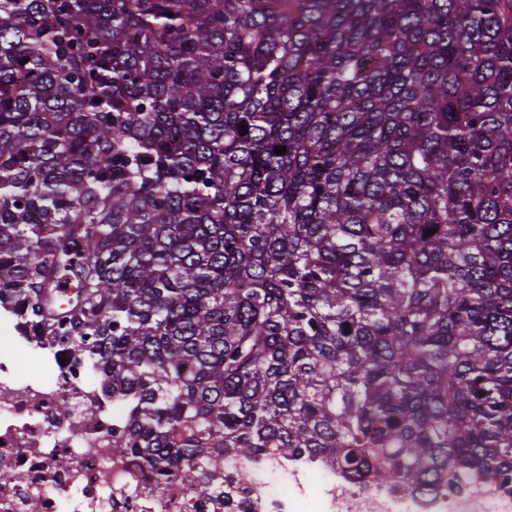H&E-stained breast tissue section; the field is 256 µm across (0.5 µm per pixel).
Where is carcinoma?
Returning a JSON list of instances; mask_svg holds the SVG:
<instances>
[{"label": "carcinoma", "instance_id": "cac0c4a2", "mask_svg": "<svg viewBox=\"0 0 512 512\" xmlns=\"http://www.w3.org/2000/svg\"><path fill=\"white\" fill-rule=\"evenodd\" d=\"M1 310L224 512L512 494V0H0ZM269 466L271 480L265 476ZM241 470L246 471L241 486L245 492L239 493L238 501L244 502L242 510L252 512H474L478 504L496 512H512V495L469 480L419 498L409 492H391L385 486L365 487L336 470L302 460L237 465L225 474Z\"/></svg>", "mask_w": 512, "mask_h": 512}]
</instances>
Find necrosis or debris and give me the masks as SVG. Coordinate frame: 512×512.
<instances>
[{"instance_id":"4bbe7bcc","label":"necrosis or debris","mask_w":512,"mask_h":512,"mask_svg":"<svg viewBox=\"0 0 512 512\" xmlns=\"http://www.w3.org/2000/svg\"><path fill=\"white\" fill-rule=\"evenodd\" d=\"M0 346V512H224L177 475L157 476L112 453L120 417L82 368L54 364L45 377L21 373L15 347ZM71 460L56 468L57 457ZM247 512H512V495L469 480L419 498L365 487L302 460L245 468Z\"/></svg>"}]
</instances>
